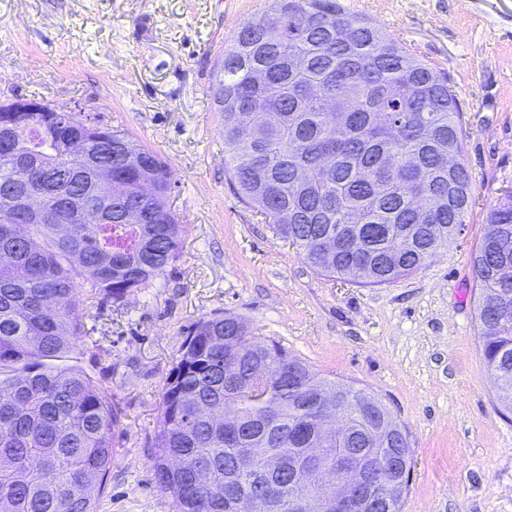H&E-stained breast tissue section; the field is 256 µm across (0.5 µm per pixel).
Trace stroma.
<instances>
[{
  "mask_svg": "<svg viewBox=\"0 0 512 512\" xmlns=\"http://www.w3.org/2000/svg\"><path fill=\"white\" fill-rule=\"evenodd\" d=\"M340 2L447 78L466 128L461 234L379 287L311 268L224 169L217 53L271 0H0V94L79 106L157 153L185 228L163 276L84 311L82 365L119 413L96 512H174L153 477L158 405L193 324L225 313L382 398L413 451L402 512H512V412L483 368L471 263L512 186V0Z\"/></svg>",
  "mask_w": 512,
  "mask_h": 512,
  "instance_id": "1",
  "label": "stroma"
}]
</instances>
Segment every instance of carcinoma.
I'll return each instance as SVG.
<instances>
[{
  "instance_id": "obj_1",
  "label": "carcinoma",
  "mask_w": 512,
  "mask_h": 512,
  "mask_svg": "<svg viewBox=\"0 0 512 512\" xmlns=\"http://www.w3.org/2000/svg\"><path fill=\"white\" fill-rule=\"evenodd\" d=\"M299 57V71L289 61ZM221 113L224 166L240 193L269 219L276 236L330 277L369 286L391 284L423 266L460 234L471 202L461 156L465 129L457 95L445 78L373 23L345 11L339 0H273L224 48L213 93ZM268 113L279 115L267 126ZM58 112L49 121L30 115L12 151L0 150V189L17 167L32 185L61 204L91 186L105 224L90 214L66 237L55 224H25L0 203V512H95L112 462L118 414L106 392L79 364L85 335L78 284L86 297L122 302L164 274L180 251L182 225L168 207L169 171L153 153L112 132V179L93 185L62 157L73 137L99 140L82 121ZM142 156L126 168L123 153ZM153 183L147 197L142 184ZM472 271L479 288L476 320L484 368L495 374L501 403L512 411V193L487 217ZM344 244L329 261L322 237ZM499 300L500 325L489 331L483 308ZM239 346L224 357L225 337ZM258 338L232 315L201 319L190 329L168 374L153 445V471L175 512H247L243 484L228 489L232 467L224 422L201 413L231 404L248 424L241 447L286 448L296 425L310 417L308 386L346 394L344 412L375 395L312 371L277 343L258 363ZM302 375L281 389L278 367ZM265 394L257 399L255 392ZM279 412L265 419V405ZM279 512L298 495L322 497L295 482L276 490Z\"/></svg>"
}]
</instances>
